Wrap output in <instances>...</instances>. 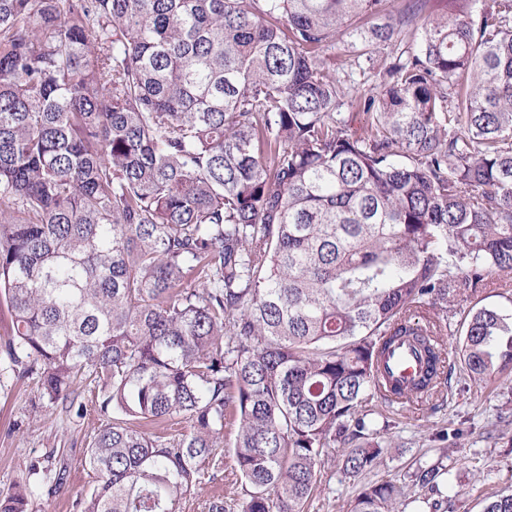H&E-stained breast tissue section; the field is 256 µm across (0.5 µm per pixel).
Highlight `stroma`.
Segmentation results:
<instances>
[{
    "label": "stroma",
    "mask_w": 512,
    "mask_h": 512,
    "mask_svg": "<svg viewBox=\"0 0 512 512\" xmlns=\"http://www.w3.org/2000/svg\"><path fill=\"white\" fill-rule=\"evenodd\" d=\"M82 415L42 397L37 376H22L0 348V489L25 476L32 461L64 468L62 486L42 491L37 512H80L78 502L93 487L86 449L108 417L100 410L93 382L80 389ZM393 441L384 467L371 481L403 477L416 468L443 462L456 512H480L477 489L512 491V383L486 387L453 374L446 398L411 403L388 413ZM362 482L329 462L307 512H346Z\"/></svg>",
    "instance_id": "1"
}]
</instances>
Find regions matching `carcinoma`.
Returning a JSON list of instances; mask_svg holds the SVG:
<instances>
[{
	"label": "carcinoma",
	"mask_w": 512,
	"mask_h": 512,
	"mask_svg": "<svg viewBox=\"0 0 512 512\" xmlns=\"http://www.w3.org/2000/svg\"><path fill=\"white\" fill-rule=\"evenodd\" d=\"M389 2L0 0L5 352L50 402L81 414L89 379L112 412L80 512H185L221 471L207 512H306L329 449L354 479L384 465L368 404L450 388V293L512 287V0ZM408 34L374 91L324 60ZM459 315L463 373L511 377L512 308ZM403 339L407 388L382 369ZM407 478L349 512L452 508L447 466ZM62 480L31 465L0 512Z\"/></svg>",
	"instance_id": "1"
}]
</instances>
